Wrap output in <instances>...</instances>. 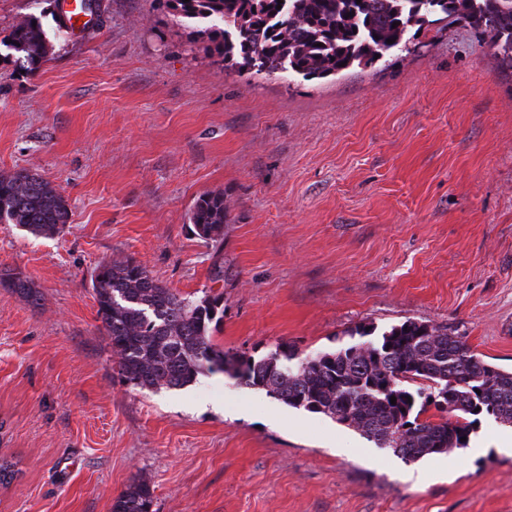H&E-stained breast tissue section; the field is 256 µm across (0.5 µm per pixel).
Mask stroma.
<instances>
[{"label":"stroma","instance_id":"1","mask_svg":"<svg viewBox=\"0 0 512 512\" xmlns=\"http://www.w3.org/2000/svg\"><path fill=\"white\" fill-rule=\"evenodd\" d=\"M27 15L51 46L33 74L3 44ZM57 16L0 0V173L36 171L71 211L51 237L0 224V271L40 295L0 284V512H112L138 478L152 512H512L493 418L441 469L225 374L134 387L91 283L132 257L222 295L214 342L256 358L415 319L512 369V78L489 37L440 23L305 80L225 70L165 0H98L77 37ZM205 193L230 205L217 241L189 220Z\"/></svg>","mask_w":512,"mask_h":512}]
</instances>
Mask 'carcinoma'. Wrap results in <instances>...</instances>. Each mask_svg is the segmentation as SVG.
<instances>
[{
	"label": "carcinoma",
	"mask_w": 512,
	"mask_h": 512,
	"mask_svg": "<svg viewBox=\"0 0 512 512\" xmlns=\"http://www.w3.org/2000/svg\"><path fill=\"white\" fill-rule=\"evenodd\" d=\"M167 6L196 26L226 70L324 79L371 67L406 48L412 30L444 22L488 34L497 67L512 75V0H167ZM8 48L32 70L50 50L34 16L13 26ZM228 214L224 194L205 193L190 221L218 241ZM69 219L67 201L40 174H0V224L53 236ZM100 268L92 279L97 315L120 375L136 387L179 390L220 371L291 408L321 413L407 462L466 448L463 438L484 416L512 425V371L488 364L444 326L406 320L380 334L360 326L355 334L363 341L319 359L288 342L256 359L213 343L224 313L219 298L182 297L132 257ZM5 280L40 300L27 278L1 273ZM152 503L153 490L141 479L114 500L112 512H151Z\"/></svg>",
	"instance_id": "obj_1"
}]
</instances>
